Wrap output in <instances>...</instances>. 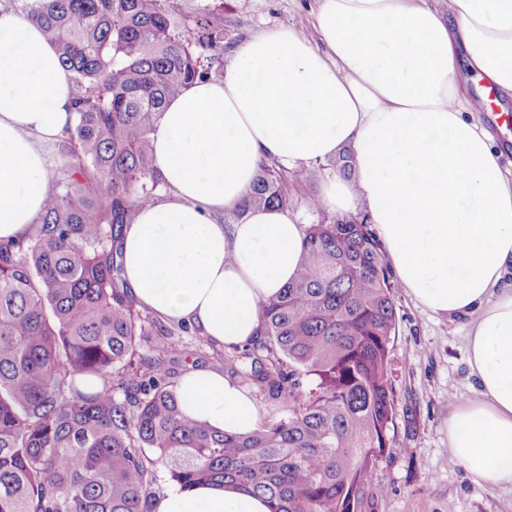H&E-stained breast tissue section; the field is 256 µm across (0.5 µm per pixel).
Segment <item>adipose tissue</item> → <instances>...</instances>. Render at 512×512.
Segmentation results:
<instances>
[{
	"label": "adipose tissue",
	"mask_w": 512,
	"mask_h": 512,
	"mask_svg": "<svg viewBox=\"0 0 512 512\" xmlns=\"http://www.w3.org/2000/svg\"><path fill=\"white\" fill-rule=\"evenodd\" d=\"M512 97V0H319L311 31L242 43L220 80L171 99L151 135L166 192L123 229L130 295L214 345L259 339L260 299L299 268L304 226L288 210L240 207L262 159L313 166L350 150L354 178H322L330 212H367L396 278L423 310L469 316L473 399L452 407L448 453L477 484L512 488V175L500 164L460 56ZM72 74L37 26L0 6V240L25 234L50 184L45 146L71 117ZM183 413L234 435L262 423L223 373L178 380ZM152 512H270L267 498L169 485Z\"/></svg>",
	"instance_id": "adipose-tissue-1"
}]
</instances>
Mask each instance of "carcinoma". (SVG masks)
I'll return each mask as SVG.
<instances>
[{
    "label": "carcinoma",
    "mask_w": 512,
    "mask_h": 512,
    "mask_svg": "<svg viewBox=\"0 0 512 512\" xmlns=\"http://www.w3.org/2000/svg\"><path fill=\"white\" fill-rule=\"evenodd\" d=\"M10 2L72 72L73 119L42 215L0 241V512H147L164 480L226 483L272 512H362L395 416L396 285L368 216L306 225L295 281L259 302L263 338L223 357L282 416L243 435L186 417L173 366L211 343L142 314L120 237L160 187L154 126L209 77L224 28L185 23L174 0ZM315 179L262 161L243 210H287Z\"/></svg>",
    "instance_id": "1"
}]
</instances>
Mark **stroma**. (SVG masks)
<instances>
[{
    "label": "stroma",
    "instance_id": "stroma-1",
    "mask_svg": "<svg viewBox=\"0 0 512 512\" xmlns=\"http://www.w3.org/2000/svg\"><path fill=\"white\" fill-rule=\"evenodd\" d=\"M224 26V61L265 31L309 29L317 0H178ZM397 332L389 378L396 400L395 442L376 464L362 512H512V489L474 483L448 455L452 405L473 398L467 367L469 319L437 316L395 290Z\"/></svg>",
    "mask_w": 512,
    "mask_h": 512
}]
</instances>
